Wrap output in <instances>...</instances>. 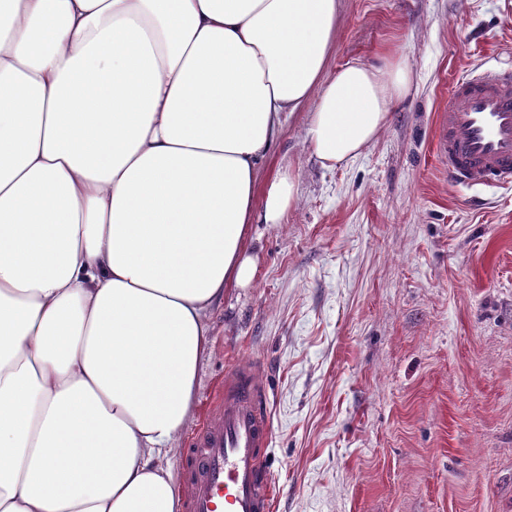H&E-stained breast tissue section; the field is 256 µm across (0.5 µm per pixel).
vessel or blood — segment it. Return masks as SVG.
Segmentation results:
<instances>
[{
    "mask_svg": "<svg viewBox=\"0 0 512 512\" xmlns=\"http://www.w3.org/2000/svg\"><path fill=\"white\" fill-rule=\"evenodd\" d=\"M435 152L456 186L512 183L511 68L454 82L437 115ZM261 372L256 362L239 363L215 390L186 452V512H272L275 487L265 473L272 425Z\"/></svg>",
    "mask_w": 512,
    "mask_h": 512,
    "instance_id": "1",
    "label": "vessel or blood"
}]
</instances>
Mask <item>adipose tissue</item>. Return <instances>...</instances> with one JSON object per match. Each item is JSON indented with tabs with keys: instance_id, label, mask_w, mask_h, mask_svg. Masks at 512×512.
Wrapping results in <instances>:
<instances>
[{
	"instance_id": "ef3b65f1",
	"label": "adipose tissue",
	"mask_w": 512,
	"mask_h": 512,
	"mask_svg": "<svg viewBox=\"0 0 512 512\" xmlns=\"http://www.w3.org/2000/svg\"><path fill=\"white\" fill-rule=\"evenodd\" d=\"M336 8L0 0V512H180L210 310L298 192L260 161L310 101L314 156L355 159L413 83L328 72Z\"/></svg>"
}]
</instances>
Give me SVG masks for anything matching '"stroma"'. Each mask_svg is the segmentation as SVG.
Masks as SVG:
<instances>
[{"mask_svg":"<svg viewBox=\"0 0 512 512\" xmlns=\"http://www.w3.org/2000/svg\"><path fill=\"white\" fill-rule=\"evenodd\" d=\"M329 69L400 47L409 95L355 160L312 154V105L259 165L290 169L288 221L252 225L250 287L211 313L180 474L208 396L258 362L274 512H512V186L455 187L435 151L452 84L512 66V0H338Z\"/></svg>","mask_w":512,"mask_h":512,"instance_id":"obj_1","label":"stroma"}]
</instances>
